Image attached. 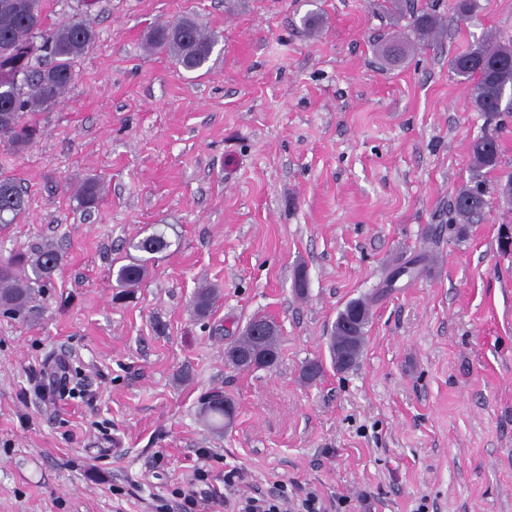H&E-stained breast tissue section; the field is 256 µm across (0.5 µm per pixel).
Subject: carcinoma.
<instances>
[{
    "label": "carcinoma",
    "mask_w": 512,
    "mask_h": 512,
    "mask_svg": "<svg viewBox=\"0 0 512 512\" xmlns=\"http://www.w3.org/2000/svg\"><path fill=\"white\" fill-rule=\"evenodd\" d=\"M440 26L438 17L429 12L414 16L413 29L418 39L433 36ZM97 38L94 21L87 14L72 17L56 26L47 23L43 0H36L31 11L24 0H0V144L12 155L30 148L43 135L39 114L55 107L75 80V63L83 57ZM149 45L166 53L176 67L187 72L203 68L210 60L218 36L203 31L189 17L178 18L155 28ZM512 41L488 37L467 52L456 56L451 69L459 81L470 86L471 104L477 112H495L501 92L512 88ZM500 145L496 137L484 134L472 146L476 169H493L499 165ZM99 180L86 179L76 195L78 206L95 208L101 202ZM29 207L26 189L14 178L0 174V227L15 223ZM488 207L487 188L482 182L458 190L454 211L462 221L484 213ZM170 243L165 233L156 230L134 241L130 247L142 253L113 272L119 288H134L148 275L149 256L166 250ZM62 255L50 245H37L0 259V313L13 319L30 316L33 303L44 289L52 286L53 274L61 265ZM215 297L212 288H200L192 301L198 315L209 312ZM264 316L249 320L245 330L225 351L229 364L238 369L269 368L278 356V329L271 324L256 336L253 327ZM367 303L351 301L338 313L329 338V353L334 365L352 367L359 359L368 324ZM203 419L216 433L224 432L233 421L235 407L224 392L215 390L199 399Z\"/></svg>",
    "instance_id": "cac0c4a2"
}]
</instances>
